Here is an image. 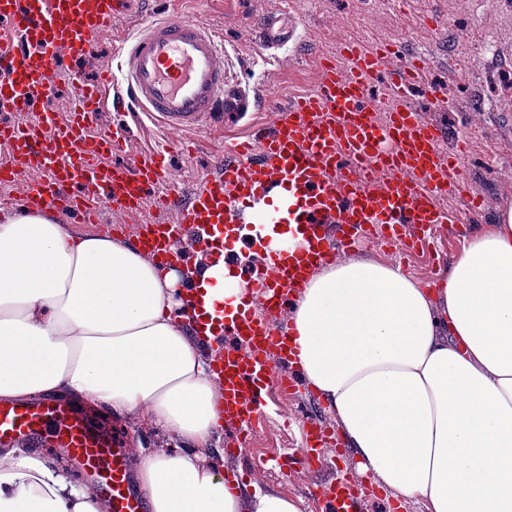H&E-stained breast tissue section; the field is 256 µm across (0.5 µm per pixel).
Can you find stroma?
I'll return each instance as SVG.
<instances>
[{
	"mask_svg": "<svg viewBox=\"0 0 512 512\" xmlns=\"http://www.w3.org/2000/svg\"><path fill=\"white\" fill-rule=\"evenodd\" d=\"M285 0H133L130 11L115 24L113 34L93 39L78 61L64 59L56 77V87L46 103L36 104V112L61 108L73 94L72 72L89 80L113 65L117 39L131 36L143 24L176 17L200 18L221 35L226 76L229 81L255 87L271 99L287 96L289 89L309 86L315 79V61L333 54L341 40L357 34L369 39L378 35L415 47L432 56L433 83L449 108L438 112L424 97L416 102L428 119L448 129L446 147H453L457 135L469 137L470 156L464 173L483 200L481 218L493 221L502 206L512 201V0H496L485 10L482 0H408L417 23L407 26L393 0H295L297 33L293 41L270 52L256 47L258 26L265 15L283 9ZM129 127L133 146L148 151L159 145L172 146L171 162L178 186L190 192L206 175L212 155L223 141L219 134H182L164 131L150 120L130 114L103 111L97 117L102 130ZM173 209L156 208L147 200L136 222H125L122 213L103 206L95 224L74 225L75 233H111L123 229L122 238L132 241L138 224L174 220ZM261 431L247 454L235 456L228 449L238 433L222 426L215 441L218 462L225 474H232L251 458L262 464L255 482L303 501V512H315L306 497L309 487L338 479L348 480L365 500V512H398L368 476L357 473L341 446L323 451L322 465L312 471L299 467L296 458L302 446L301 422L317 418L335 427L336 418L309 387H302L288 401L272 398L264 411ZM112 431L121 433L135 459L157 448H172L176 439L153 425L147 417L130 420L109 418Z\"/></svg>",
	"mask_w": 512,
	"mask_h": 512,
	"instance_id": "35a3bbf8",
	"label": "stroma"
}]
</instances>
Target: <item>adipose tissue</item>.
Instances as JSON below:
<instances>
[{
	"label": "adipose tissue",
	"instance_id": "obj_1",
	"mask_svg": "<svg viewBox=\"0 0 512 512\" xmlns=\"http://www.w3.org/2000/svg\"><path fill=\"white\" fill-rule=\"evenodd\" d=\"M233 306L247 284L204 261L161 272L134 246L43 211L0 216V403L69 398L147 415L178 449L144 456L147 512H302L232 486L213 460L224 392L182 301ZM294 365L336 416L357 470L398 505L512 512V223L476 230L433 285L349 256L288 316ZM41 448L0 447V512H107Z\"/></svg>",
	"mask_w": 512,
	"mask_h": 512
}]
</instances>
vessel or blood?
<instances>
[{
  "instance_id": "b4317fda",
  "label": "vessel or blood",
  "mask_w": 512,
  "mask_h": 512,
  "mask_svg": "<svg viewBox=\"0 0 512 512\" xmlns=\"http://www.w3.org/2000/svg\"><path fill=\"white\" fill-rule=\"evenodd\" d=\"M132 0H0V110L20 121L0 123V182L27 176L24 206L97 221L105 204L136 214L148 196L166 206L174 191L168 155L155 151L121 162L128 151L118 131L98 129V112L137 108L172 131L221 126L256 101L224 74V57L210 28L193 19L153 21L118 55L125 92H109L111 72L95 83L78 82L66 118L24 112L52 90L61 54L83 56L94 37L111 32ZM292 13L268 16L259 45L270 50L295 36ZM388 43L365 46L350 36L323 59L314 85L290 93L269 109L246 140L225 144L215 162L221 172L206 176L171 223L142 226L135 239L160 270L180 263L167 242L223 256L250 224L295 225L304 244L294 253L269 252L260 269L246 272L251 296L223 316L211 317L215 340L233 335L246 350L225 349L214 371L224 383V421L250 430L268 383L286 391L300 380L288 353V332L276 325L310 272L336 263L345 247L370 235L384 250L425 244L439 224L455 223L449 201L463 199L462 218L481 211L482 200L464 175L469 141L458 137L454 151L443 145L444 129L426 121L415 102L428 85L430 61L410 51V61L393 64ZM97 410L62 400L0 404V446L25 439L37 443L51 431L55 445L104 494L111 512H146L133 487L129 452L119 435L96 422ZM306 447L297 463L314 467L325 433L306 425ZM328 512H362L363 502L344 482L321 485Z\"/></svg>"
}]
</instances>
